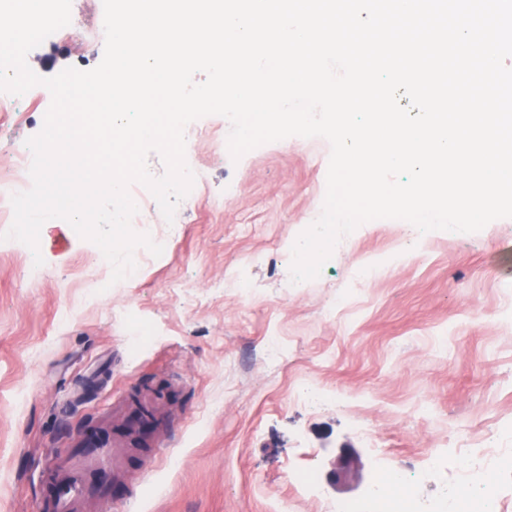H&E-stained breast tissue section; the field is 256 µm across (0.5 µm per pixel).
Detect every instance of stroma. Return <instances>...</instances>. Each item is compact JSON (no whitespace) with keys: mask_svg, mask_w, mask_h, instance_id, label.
<instances>
[{"mask_svg":"<svg viewBox=\"0 0 512 512\" xmlns=\"http://www.w3.org/2000/svg\"><path fill=\"white\" fill-rule=\"evenodd\" d=\"M77 3L80 26L29 52L37 75L102 60L87 41L98 6ZM49 106L36 90L0 116V170ZM221 126L209 115L190 134L209 180L162 261L115 283L94 243L73 236L54 249L46 224L32 280L29 248H0V512H46L50 474L82 429L117 428L119 400L153 401L155 430L112 492L115 512H277L281 501L319 512L321 494L374 512L379 471L439 502L469 466L458 440L500 428V453L512 455V218L431 231L407 254L396 251L400 221L361 224L297 291L289 248L323 206L330 144L291 136L234 162L213 135ZM141 323L156 334L135 355ZM298 378L333 402L292 399ZM342 445L359 462L333 488L326 474ZM305 468L317 495L292 482Z\"/></svg>","mask_w":512,"mask_h":512,"instance_id":"1","label":"stroma"}]
</instances>
